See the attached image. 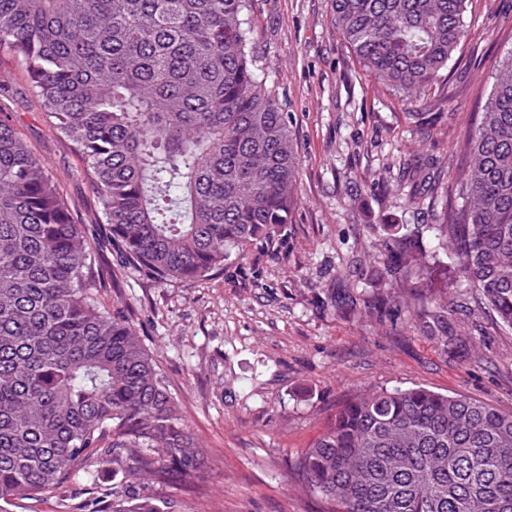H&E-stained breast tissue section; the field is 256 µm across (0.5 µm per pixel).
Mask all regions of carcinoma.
<instances>
[{
	"mask_svg": "<svg viewBox=\"0 0 512 512\" xmlns=\"http://www.w3.org/2000/svg\"><path fill=\"white\" fill-rule=\"evenodd\" d=\"M470 0H330L359 63L404 100L442 78ZM247 0H0V52L86 164L121 259L195 281L268 240L298 203L288 113L247 51ZM448 287L512 329V57L443 183ZM385 278L436 267L399 225ZM95 247L59 182L0 116V503L61 489L94 457L112 512H160L199 449L127 318L101 309ZM322 512H512V413L461 394L380 389L336 412L296 462Z\"/></svg>",
	"mask_w": 512,
	"mask_h": 512,
	"instance_id": "1",
	"label": "carcinoma"
}]
</instances>
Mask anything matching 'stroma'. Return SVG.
<instances>
[{"label":"stroma","instance_id":"obj_1","mask_svg":"<svg viewBox=\"0 0 512 512\" xmlns=\"http://www.w3.org/2000/svg\"><path fill=\"white\" fill-rule=\"evenodd\" d=\"M255 71L289 115L299 201L270 240L194 282L122 263L98 222L82 159L48 124L23 68L0 60V113L63 188L98 244L101 302L128 316L204 455L197 488L155 489L161 512H320L292 465L341 405L378 389L462 394L512 413V330L477 293L443 281L377 283L387 227L447 264L439 191L390 187L404 169L445 177L512 56V0H471L442 84L402 102L332 24L328 0H251ZM435 297L443 319L422 312ZM0 512H112V473L87 461L58 492Z\"/></svg>","mask_w":512,"mask_h":512}]
</instances>
